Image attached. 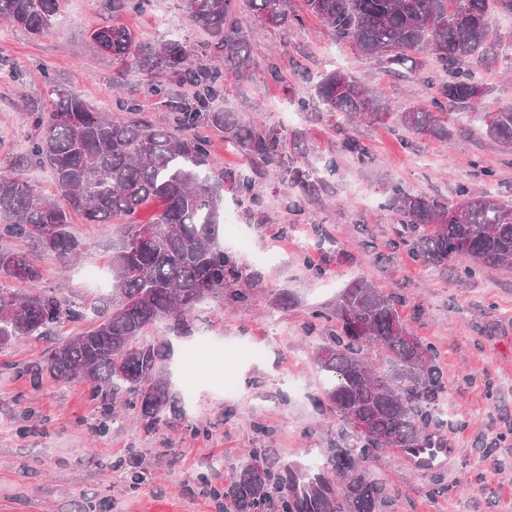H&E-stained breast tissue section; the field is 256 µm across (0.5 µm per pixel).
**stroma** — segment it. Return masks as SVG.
Returning <instances> with one entry per match:
<instances>
[{
	"label": "stroma",
	"mask_w": 512,
	"mask_h": 512,
	"mask_svg": "<svg viewBox=\"0 0 512 512\" xmlns=\"http://www.w3.org/2000/svg\"><path fill=\"white\" fill-rule=\"evenodd\" d=\"M291 7L297 19L285 29L242 15L255 65L245 77L225 73L223 105L245 119L259 106L268 125L299 132L313 161L338 157L335 174L298 216L286 208L288 189L271 178L257 181L258 207L225 187L224 209L234 215L235 234L225 237L224 246L245 275H258L260 282L247 305L201 304L189 335H171L162 323L146 331L148 340L169 344L162 371L182 411L176 428L148 433L121 418L99 431L101 405L85 384L23 375V367L42 364L51 347L86 331L87 322H67L50 336L0 351V512H98L103 501L109 512H218L197 482L207 466H220L226 479L245 462L246 449L270 447L281 462L306 468L311 455H324L340 423L313 404L326 384L312 360L322 339L303 326L313 310L332 307L360 279L401 297V318L434 346L448 384L445 417L455 456L435 471L412 468L390 454L369 466L373 477L398 490L395 512H512V270L483 268L468 277L456 263L444 269L413 261L397 244L399 224L387 206L394 184L448 199L459 185L480 186L512 205V149L488 139L479 119L461 111L451 115V134L442 141L388 122L360 123L350 132L368 147L371 162L361 165L339 154L336 118L296 105L310 94L307 84L296 81V66L316 76L348 71L398 111L431 107V85L443 74L427 51L419 73L387 71L377 59L334 42L303 0H291ZM111 21L106 0H66L56 26L43 35L0 22V169L14 167L38 134L22 102L46 99L47 71L95 111L115 117L119 100L135 99L145 117L165 119L141 77L132 74L113 86V66L90 39L93 29ZM121 21L146 44L207 38L187 19L181 0H153L149 10L123 14ZM272 62L283 81L268 78ZM12 65L22 71V81L9 77ZM478 77L487 110L512 106V60L479 69ZM486 169L491 177H483ZM124 222L118 216L110 224H90L72 214L70 231L83 250L71 263L43 253L32 240L0 239V249L28 254L41 269L40 288L59 290L72 304L103 308L112 302V253ZM315 224L325 242L312 234ZM272 247L281 250V260L257 263L256 254ZM315 266L325 269L324 277L312 274ZM282 291L292 297L285 308L277 301ZM206 335L230 350L207 361L189 398L182 379L186 353ZM253 420L268 425L272 438L254 434ZM195 426L207 427V434H192ZM141 451L150 466L144 483L135 486L125 479L127 463Z\"/></svg>",
	"instance_id": "35a3bbf8"
}]
</instances>
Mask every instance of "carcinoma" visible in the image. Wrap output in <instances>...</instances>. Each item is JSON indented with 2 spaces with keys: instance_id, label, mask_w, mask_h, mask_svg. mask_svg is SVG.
Returning a JSON list of instances; mask_svg holds the SVG:
<instances>
[{
  "instance_id": "cac0c4a2",
  "label": "carcinoma",
  "mask_w": 512,
  "mask_h": 512,
  "mask_svg": "<svg viewBox=\"0 0 512 512\" xmlns=\"http://www.w3.org/2000/svg\"><path fill=\"white\" fill-rule=\"evenodd\" d=\"M308 10L327 25L334 41L351 45L387 68L412 74L423 65L413 56L429 51L448 75L437 86L433 109L396 112L375 89L349 73L334 69L314 79L323 110L349 123L393 121L420 137L446 139L448 116L459 110L479 114L485 135L512 146V107L484 111L481 67H493L502 39L490 38L487 16L496 9L512 15V0H306ZM188 19L209 39L200 44L165 40L157 46L138 43L125 26L112 23L91 33L104 56L123 65L117 76L136 70L149 77L148 91L168 112L165 123L137 117L133 99L120 103L132 118L113 119L93 111L76 91L57 84L44 71L49 100L29 101L28 112L39 131L19 164L35 161L51 168L57 198L43 197L19 170L0 171V238L30 239L63 263L77 258L81 244L69 231L71 214L90 224L126 218L120 244L112 255V311L90 328L58 345L45 365L27 368L39 377L82 382L100 400L109 419L120 406L133 412L147 431L179 413L168 383L160 375L166 342L141 341L144 330L159 321L177 335L190 330L198 306L225 297L239 305L252 293L239 288L236 260L219 237L224 183L237 186L240 197L258 206L256 178L272 175L301 189L288 201L297 215L306 213L309 197L326 186V173L337 159L317 167L288 155L286 138L275 127L244 120L216 102L224 99V70L245 72L253 64L248 34L237 18L238 0H183ZM247 10L271 27L290 22V0H244ZM151 0H112V12L139 13ZM63 12L62 0H0V21L23 27L34 36L51 29ZM189 84L190 97L173 85ZM210 130L224 133L253 164L252 173L210 166ZM341 151L361 165L370 151L357 137L343 133ZM389 209L401 230L398 240L425 265L463 262L476 267L512 269V207L488 191L462 184L456 200L413 194L399 185L389 189ZM158 201L162 209L142 222L143 206ZM29 288L0 289V348L49 333L63 321H80L86 313L67 304L54 290L38 288L41 269L24 253L0 250V275ZM401 298L383 294L358 280L332 308L312 312L305 331L323 324L324 341L313 362L329 382L318 407L341 422L329 439L320 472L298 474L279 463L274 448H250L222 487L201 473L199 482L222 512H387L392 488L371 476L368 464L386 449L422 448L445 438L446 422L438 412L446 392L436 350L411 333L398 314ZM149 383L151 390L143 392ZM356 417L369 427L359 434ZM389 441H381V437Z\"/></svg>"
}]
</instances>
